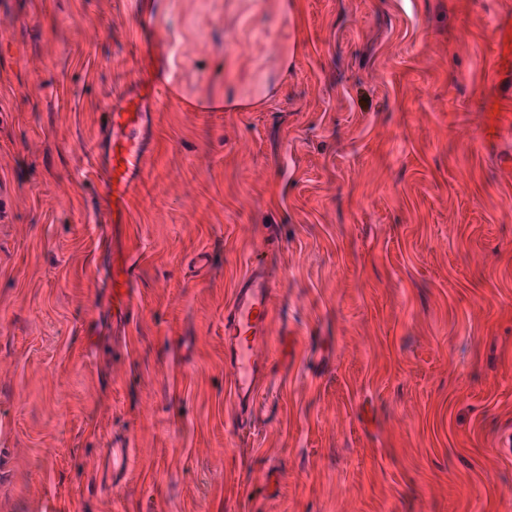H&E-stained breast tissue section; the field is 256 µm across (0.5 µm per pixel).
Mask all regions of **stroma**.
Masks as SVG:
<instances>
[{
  "label": "stroma",
  "mask_w": 512,
  "mask_h": 512,
  "mask_svg": "<svg viewBox=\"0 0 512 512\" xmlns=\"http://www.w3.org/2000/svg\"><path fill=\"white\" fill-rule=\"evenodd\" d=\"M508 16L161 0L182 101L102 231L86 147L152 34L130 0H0V512H512ZM133 252L116 319L97 283ZM256 262L279 291L241 434L224 307Z\"/></svg>",
  "instance_id": "obj_1"
}]
</instances>
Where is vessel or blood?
Instances as JSON below:
<instances>
[{"mask_svg":"<svg viewBox=\"0 0 512 512\" xmlns=\"http://www.w3.org/2000/svg\"><path fill=\"white\" fill-rule=\"evenodd\" d=\"M144 95L168 102L176 97L175 85L167 71L144 76ZM140 97L121 95L108 100L101 113L103 137L90 147V154L107 151V164L95 172L99 211L104 223L119 224L130 198L136 196L144 178V147L140 131L144 124ZM135 258H127L112 269L102 287L111 291L112 307L127 309L132 303L131 282ZM276 281L272 274L257 266L246 272L224 309V356L231 369L230 395L239 408L237 428L250 425L259 394L263 367L255 350L269 337L272 298Z\"/></svg>","mask_w":512,"mask_h":512,"instance_id":"1","label":"vessel or blood"}]
</instances>
